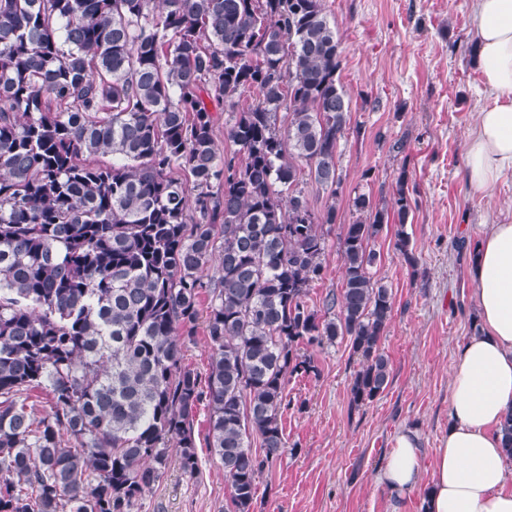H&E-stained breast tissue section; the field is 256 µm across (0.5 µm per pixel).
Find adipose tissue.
<instances>
[{
  "mask_svg": "<svg viewBox=\"0 0 512 512\" xmlns=\"http://www.w3.org/2000/svg\"><path fill=\"white\" fill-rule=\"evenodd\" d=\"M475 62L489 103L467 135L470 184L486 192L512 177V0H474ZM480 330L458 351L448 433L423 485L420 436L402 428L375 477L389 512L423 490V512H512V460L498 428L512 412V223L487 224L471 268Z\"/></svg>",
  "mask_w": 512,
  "mask_h": 512,
  "instance_id": "1",
  "label": "adipose tissue"
}]
</instances>
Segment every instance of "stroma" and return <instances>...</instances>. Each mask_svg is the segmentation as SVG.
<instances>
[{
	"label": "stroma",
	"mask_w": 512,
	"mask_h": 512,
	"mask_svg": "<svg viewBox=\"0 0 512 512\" xmlns=\"http://www.w3.org/2000/svg\"><path fill=\"white\" fill-rule=\"evenodd\" d=\"M343 45L341 80L352 101L339 168L343 197L390 201L399 172L419 202L406 225L415 264L385 234L376 276L394 295L381 349L385 392L350 407L359 368L347 342L316 351L313 374L291 379L282 416L287 451L259 479L255 512H387L374 481L401 428L418 429L425 464L448 430L459 345L477 332L468 276L482 225L512 222V180L482 193L466 182L468 127L488 95L475 66L473 0H327ZM201 470L170 466L138 512H228L222 469L195 420Z\"/></svg>",
	"instance_id": "stroma-1"
}]
</instances>
